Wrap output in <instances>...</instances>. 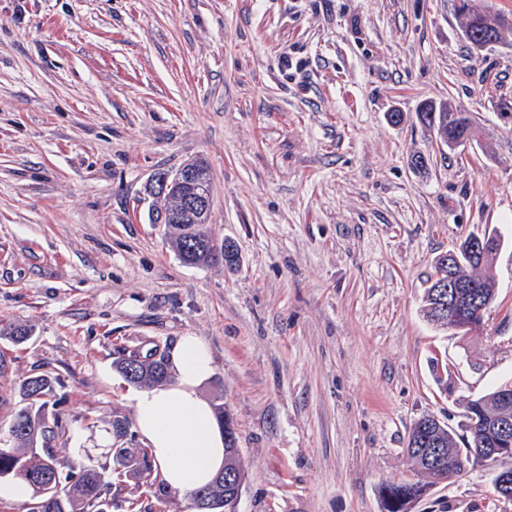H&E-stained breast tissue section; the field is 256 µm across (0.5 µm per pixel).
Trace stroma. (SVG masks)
<instances>
[{"label": "stroma", "mask_w": 512, "mask_h": 512, "mask_svg": "<svg viewBox=\"0 0 512 512\" xmlns=\"http://www.w3.org/2000/svg\"><path fill=\"white\" fill-rule=\"evenodd\" d=\"M457 0H0V437L19 382L55 378L62 465L133 418L119 355L209 347L245 468L234 512H383L414 480L410 430L467 435V400L512 380V32L481 53ZM470 113L439 148L424 101ZM402 120L391 124L388 115ZM430 158L427 170L413 155ZM208 165L216 243L191 266L152 221V177ZM503 241L475 339L423 318L436 257ZM467 463L411 512H512ZM112 512H195L113 478Z\"/></svg>", "instance_id": "1"}]
</instances>
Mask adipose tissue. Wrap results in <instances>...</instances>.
<instances>
[{
    "mask_svg": "<svg viewBox=\"0 0 512 512\" xmlns=\"http://www.w3.org/2000/svg\"><path fill=\"white\" fill-rule=\"evenodd\" d=\"M168 364L166 383L134 394L135 426L152 450L163 485L188 496L224 465L225 434L202 394L215 366L209 347L196 336L180 337Z\"/></svg>",
    "mask_w": 512,
    "mask_h": 512,
    "instance_id": "ef3b65f1",
    "label": "adipose tissue"
}]
</instances>
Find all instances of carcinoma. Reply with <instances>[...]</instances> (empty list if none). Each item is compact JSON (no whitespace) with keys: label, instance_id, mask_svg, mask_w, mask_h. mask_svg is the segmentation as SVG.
Listing matches in <instances>:
<instances>
[{"label":"carcinoma","instance_id":"carcinoma-1","mask_svg":"<svg viewBox=\"0 0 512 512\" xmlns=\"http://www.w3.org/2000/svg\"><path fill=\"white\" fill-rule=\"evenodd\" d=\"M462 32L470 35V45L481 51L491 42H499L504 30L512 29V18L494 12L481 4V0H459L457 6ZM423 123L433 133L448 137V147H455L460 140H477V129L468 113L457 109L451 102H424L419 107ZM178 235L172 245L184 263L209 265L218 261H234L230 246L218 248L204 224H183L177 226ZM485 242V251L476 254L471 250V237L452 249L456 259L445 263L447 257L440 256L435 262L434 280L423 297V316L434 322L437 308L448 304V288L455 284L470 287L480 297L484 309H489L496 299V284L493 277L479 272L491 265L498 253L500 240L492 231L482 229L475 232ZM33 335V328L27 324H9L0 327V338L6 337L14 344H23ZM118 371L133 385L159 383L169 377L165 356L161 355L149 363L133 360V353L123 354L116 362ZM55 379L48 374L28 376L18 387L21 407L16 411L8 426L10 446L0 448V479L11 478L25 482L29 489L27 512H100L98 504L112 500V482L105 479L104 471L94 465L91 455L78 466L64 472L57 466L55 448L57 438L64 435L66 422L61 414L46 408L47 397L54 389ZM498 389L469 400L465 406V418L472 421L477 412L491 413L496 407ZM428 437L435 447L444 451L454 462L446 466V472L453 478L462 471L463 461L483 459V443L488 436L469 430L466 453L460 454L454 432L420 430L414 424L406 448L410 459L416 458L415 446ZM103 454L112 465L119 468L118 475L135 480L144 478L153 470L152 455L148 448H116L110 443L104 446ZM427 493V484L402 482L386 484L381 489L385 512H410L416 501ZM195 509L206 508L220 512L224 508L223 497L212 491L208 485L193 494Z\"/></svg>","mask_w":512,"mask_h":512}]
</instances>
